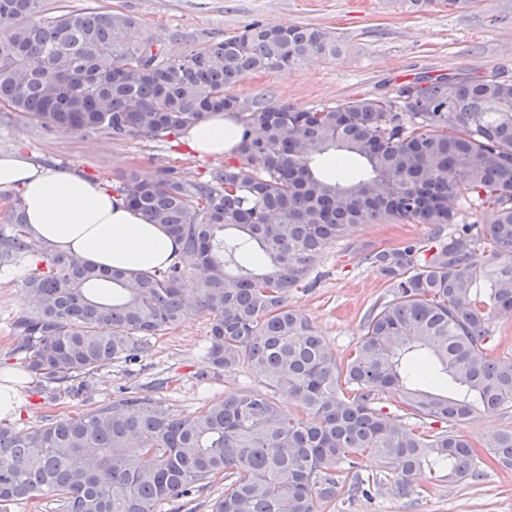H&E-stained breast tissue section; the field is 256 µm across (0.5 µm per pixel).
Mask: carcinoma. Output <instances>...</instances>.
Segmentation results:
<instances>
[{"label":"carcinoma","mask_w":512,"mask_h":512,"mask_svg":"<svg viewBox=\"0 0 512 512\" xmlns=\"http://www.w3.org/2000/svg\"><path fill=\"white\" fill-rule=\"evenodd\" d=\"M42 12V0H0L1 107L115 141L166 139L225 112L241 139L206 181L186 184L168 168L122 174L118 195L182 243L167 267L98 270L43 247L23 205L12 206L0 271L27 268L31 301L15 353L48 400L61 383L78 397L95 371L136 361L157 332L206 312L200 377L253 368L263 381L185 416L124 391L76 418L25 429L0 419V512L48 496L59 512H164L216 481L224 494L209 512H317L336 501L340 463L353 469L347 494H368L354 471L364 454L405 495L426 473L479 479L474 444L455 428L480 407L512 409V356L489 346L494 319L512 316V80L446 75L303 111L231 90L250 73L336 55L322 29L257 22L176 51L123 12ZM348 156L367 174L315 172ZM465 193L492 220L450 232ZM379 214L432 224L434 236L366 256L392 298L370 307L339 360L290 299L313 288L330 244ZM441 381L452 395L431 389ZM389 394L401 401L395 415L382 406ZM487 447L512 470L511 430Z\"/></svg>","instance_id":"obj_1"}]
</instances>
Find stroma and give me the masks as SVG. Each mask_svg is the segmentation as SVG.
Masks as SVG:
<instances>
[{"mask_svg":"<svg viewBox=\"0 0 512 512\" xmlns=\"http://www.w3.org/2000/svg\"><path fill=\"white\" fill-rule=\"evenodd\" d=\"M45 15L87 8L122 11L147 26L173 49L201 47L235 34L249 23L310 25L335 36L340 52L314 55L299 67L245 76L233 89L242 101L262 97L299 110L334 107L359 96L394 94L399 85L419 77L496 76L512 80V0H476L458 10L439 6L427 12L409 9L406 0H42ZM26 150L33 159L61 170H76L106 188L132 167L152 175L174 168L188 183L208 179L223 158L200 156L180 138L115 141L96 132L49 129L19 112L0 110V150ZM433 227L380 215L353 226L326 249L316 270V284L291 303L323 336L336 357H344L363 334L362 317L390 294L366 262L368 253L429 242ZM24 269L0 277V367L21 372L12 349L15 322L29 312L22 285ZM209 317L191 314L176 328L151 340V349L133 364L114 363L95 372L81 398L61 396L47 403L25 377L24 408L12 417L17 427L43 424L46 417H75L107 404L124 387L153 386V398L170 411L186 415L206 400L245 386L260 385L255 371L223 373L199 381ZM357 470L370 478V494L340 493L334 512H512V470L487 468L471 484L425 478L418 494H401L378 461L364 455Z\"/></svg>","mask_w":512,"mask_h":512,"instance_id":"stroma-1","label":"stroma"}]
</instances>
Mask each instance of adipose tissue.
I'll return each mask as SVG.
<instances>
[{
  "mask_svg": "<svg viewBox=\"0 0 512 512\" xmlns=\"http://www.w3.org/2000/svg\"><path fill=\"white\" fill-rule=\"evenodd\" d=\"M239 127L215 113L183 133L191 151L233 154ZM19 192L31 236L58 251L101 267L148 270L174 263L180 242L146 223L121 196L76 172L60 173L34 163L20 149L0 152V189Z\"/></svg>",
  "mask_w": 512,
  "mask_h": 512,
  "instance_id": "1",
  "label": "adipose tissue"
}]
</instances>
